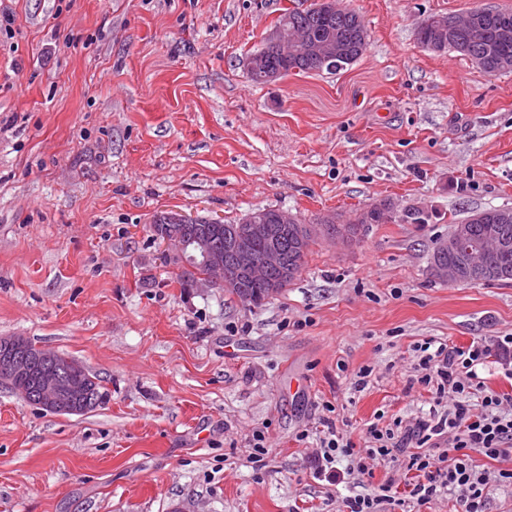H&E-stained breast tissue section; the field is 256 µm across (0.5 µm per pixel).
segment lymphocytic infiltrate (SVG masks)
<instances>
[{"label":"lymphocytic infiltrate","mask_w":512,"mask_h":512,"mask_svg":"<svg viewBox=\"0 0 512 512\" xmlns=\"http://www.w3.org/2000/svg\"><path fill=\"white\" fill-rule=\"evenodd\" d=\"M418 366L422 371L418 384L430 389L435 406L414 423L396 418L384 425L370 424L366 446L356 449L347 434L335 423H327L319 448L311 457L314 473L332 484L342 483L339 464L351 458L352 469L363 478H373L374 462H401L415 478L408 485V497L417 505L429 504L442 493L456 490L457 512H487L489 477L479 469L476 459L512 461V395L489 388L476 368L490 356L479 343L459 347L428 339L416 343ZM479 396L480 406L470 403ZM452 397L448 411L438 412L437 405ZM447 439L449 445L432 452L431 442ZM393 480H386L366 493L344 499L345 512H396L403 504L393 492Z\"/></svg>","instance_id":"obj_1"}]
</instances>
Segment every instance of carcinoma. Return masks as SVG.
<instances>
[{
	"mask_svg": "<svg viewBox=\"0 0 512 512\" xmlns=\"http://www.w3.org/2000/svg\"><path fill=\"white\" fill-rule=\"evenodd\" d=\"M500 18L491 12L483 14L479 25L462 26L455 35V41L441 44L435 30L431 28H418V39L427 48L435 52L454 51L468 57L480 69L496 74L512 71V34L503 41L498 35ZM276 25L281 27L288 39V54L275 51L266 46L256 54L260 55L262 67L258 71L249 72L251 80L258 84L265 83L262 72L270 70L285 77L291 71L300 73L323 72L333 73L338 68L331 67L315 56H304L291 51L293 38L297 34L306 36L311 41L335 42L343 48V54L336 61L347 67L356 62L366 51L367 32L365 25L355 11L348 8H338L336 4L321 3L315 8L299 11H289L280 16ZM497 212L495 208L477 211L469 215L464 223L468 225L471 236L479 238L486 224H479L475 219L492 218ZM432 214L421 211L413 206L406 208L405 212L395 214L391 211L376 217V223L400 222L403 224H427ZM497 239L506 243V247L489 250L476 263L471 254L465 250L441 251L438 255L440 264L455 268L464 273L472 274L471 282H511L512 281V222L497 224ZM167 233H175L181 237L193 238L206 234L211 238L213 246L224 252V263L233 264V257L226 242L246 231V225L236 224H173L165 228ZM314 242L306 225L297 223L292 228L282 231L278 235L277 243L281 254L280 269L272 274H266L262 280H253L244 277L239 280L238 286L228 290V294L237 297L248 304H258L265 298L269 283L282 276V273H300L305 255L309 246ZM59 365L70 369L67 376L73 397L79 402H85L84 410H91L102 403L101 380L91 373L76 359L64 354H58Z\"/></svg>",
	"mask_w": 512,
	"mask_h": 512,
	"instance_id": "1",
	"label": "carcinoma"
}]
</instances>
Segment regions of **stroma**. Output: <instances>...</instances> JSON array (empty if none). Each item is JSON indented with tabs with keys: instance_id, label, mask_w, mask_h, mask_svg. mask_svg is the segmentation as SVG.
<instances>
[{
	"instance_id": "stroma-1",
	"label": "stroma",
	"mask_w": 512,
	"mask_h": 512,
	"mask_svg": "<svg viewBox=\"0 0 512 512\" xmlns=\"http://www.w3.org/2000/svg\"><path fill=\"white\" fill-rule=\"evenodd\" d=\"M312 2L0 0V338L75 358L107 393L59 415L0 385V512H341L344 486L310 467L323 421L361 448L376 417L428 412L415 343L491 346L478 373L512 394L494 350L512 284L430 269L453 224L512 207V72L417 38L512 0H338L367 30L355 63L253 83L250 54ZM386 199L433 218L316 239L258 306L183 287L149 229Z\"/></svg>"
}]
</instances>
